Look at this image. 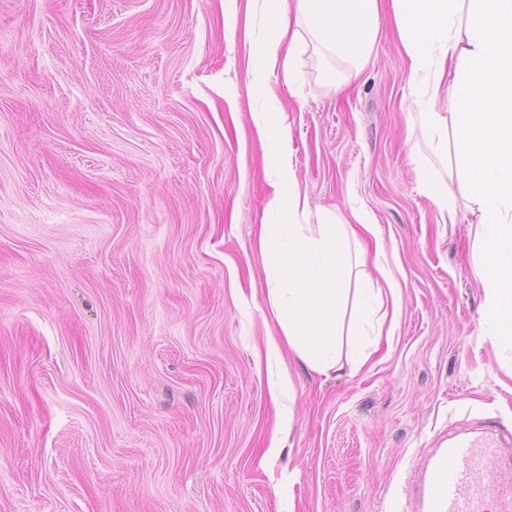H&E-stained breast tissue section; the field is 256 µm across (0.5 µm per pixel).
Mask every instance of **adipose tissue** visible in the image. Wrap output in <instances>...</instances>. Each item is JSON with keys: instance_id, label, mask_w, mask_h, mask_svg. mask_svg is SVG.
I'll use <instances>...</instances> for the list:
<instances>
[{"instance_id": "ef3b65f1", "label": "adipose tissue", "mask_w": 512, "mask_h": 512, "mask_svg": "<svg viewBox=\"0 0 512 512\" xmlns=\"http://www.w3.org/2000/svg\"><path fill=\"white\" fill-rule=\"evenodd\" d=\"M394 20L411 61L421 73L449 79L456 95L455 164L470 186L469 202L485 241L480 279L486 297L481 321L512 344V0H391ZM275 15L294 9L296 30L249 44V58L267 72L291 77L306 26L332 53L364 56L378 28L379 0H272ZM259 141L271 146L274 177L265 210L287 214L288 223L263 224L258 247L269 271L265 304L287 346L311 370L340 363L359 368L371 337L383 336L376 313L399 307L395 286L351 283L349 232L339 224H309V205L295 183L290 134L278 107L254 116ZM355 314H348V305Z\"/></svg>"}]
</instances>
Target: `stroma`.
<instances>
[{
  "instance_id": "35a3bbf8",
  "label": "stroma",
  "mask_w": 512,
  "mask_h": 512,
  "mask_svg": "<svg viewBox=\"0 0 512 512\" xmlns=\"http://www.w3.org/2000/svg\"><path fill=\"white\" fill-rule=\"evenodd\" d=\"M275 32L222 0H0V512H425L450 435L512 433L452 94L411 84L391 10L361 62L303 35L289 84L247 68ZM275 101L308 223L378 225L364 270L399 290L355 373L266 351Z\"/></svg>"
}]
</instances>
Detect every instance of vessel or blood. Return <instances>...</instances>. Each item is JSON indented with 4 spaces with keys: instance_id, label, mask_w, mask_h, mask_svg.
Returning <instances> with one entry per match:
<instances>
[{
    "instance_id": "1",
    "label": "vessel or blood",
    "mask_w": 512,
    "mask_h": 512,
    "mask_svg": "<svg viewBox=\"0 0 512 512\" xmlns=\"http://www.w3.org/2000/svg\"><path fill=\"white\" fill-rule=\"evenodd\" d=\"M495 430L449 444L429 473V512H512V460ZM497 474L488 482V474Z\"/></svg>"
}]
</instances>
